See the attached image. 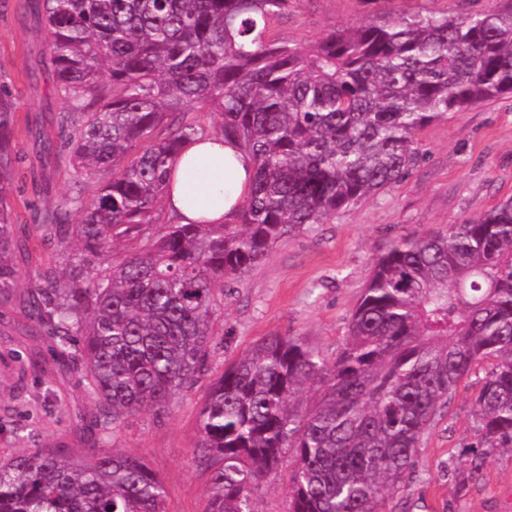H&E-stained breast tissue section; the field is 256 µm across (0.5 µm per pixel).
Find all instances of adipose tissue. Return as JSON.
<instances>
[{
    "label": "adipose tissue",
    "instance_id": "1",
    "mask_svg": "<svg viewBox=\"0 0 512 512\" xmlns=\"http://www.w3.org/2000/svg\"><path fill=\"white\" fill-rule=\"evenodd\" d=\"M253 162L236 142L208 136L183 144L166 210L177 224H230L250 189Z\"/></svg>",
    "mask_w": 512,
    "mask_h": 512
}]
</instances>
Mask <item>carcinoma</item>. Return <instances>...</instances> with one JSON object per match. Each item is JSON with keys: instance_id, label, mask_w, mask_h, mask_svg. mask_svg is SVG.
<instances>
[{"instance_id": "carcinoma-1", "label": "carcinoma", "mask_w": 512, "mask_h": 512, "mask_svg": "<svg viewBox=\"0 0 512 512\" xmlns=\"http://www.w3.org/2000/svg\"><path fill=\"white\" fill-rule=\"evenodd\" d=\"M296 0H37L64 102L55 125L69 167L96 178L33 225L75 240L68 271L41 264L27 317L97 405L102 446L83 457L37 448L0 458V512H166L145 461L110 448L125 420L162 413L206 369L217 295L272 247L400 182L417 136L470 104L512 94V0L490 10L410 16L376 0L369 22L302 47L271 33ZM202 106L207 129L188 119ZM220 134L254 164L233 224L157 223L181 145ZM19 156L0 83V293L17 272L6 202ZM79 215L77 222L71 214ZM144 242L89 277L122 240ZM490 364L475 400L478 440L456 473L463 492L512 449V197L379 255L328 362L274 334L233 360L197 420L211 470L205 512H257L256 492L293 450L287 512H385L415 472L448 395ZM317 401L301 408L306 387Z\"/></svg>"}]
</instances>
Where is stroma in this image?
<instances>
[{"mask_svg": "<svg viewBox=\"0 0 512 512\" xmlns=\"http://www.w3.org/2000/svg\"><path fill=\"white\" fill-rule=\"evenodd\" d=\"M29 0H0V81L8 85L18 126H38L64 144L52 123L64 108L46 61L48 46ZM367 0H296L276 30L308 46L329 31L368 22ZM420 157L393 186L278 242L238 284L225 289L211 338L208 371L172 399L164 413L129 419L114 438L117 451L140 455L167 490L168 512H204L211 473L194 458L197 418L206 389L225 365L255 341L273 334L300 336L327 358L340 352L349 317L370 277L374 259L402 235L438 230L491 210L512 197V97L478 102L433 122L418 136ZM9 196L18 272L10 302H0V457L37 448L80 454L91 448L96 404L71 367L57 361L49 337L35 333L22 308L37 266L58 268L77 247L33 245L31 223L93 180L78 181L65 159L44 161L25 133ZM485 374L477 367L448 397L421 448L416 471L388 497V512H512V452H497L482 480L457 494L450 475L466 446L477 440L474 397ZM286 455L278 474L256 494L259 512H287Z\"/></svg>", "mask_w": 512, "mask_h": 512, "instance_id": "35a3bbf8", "label": "stroma"}]
</instances>
